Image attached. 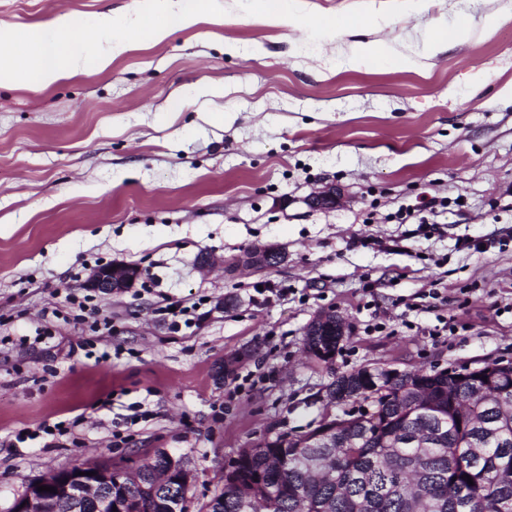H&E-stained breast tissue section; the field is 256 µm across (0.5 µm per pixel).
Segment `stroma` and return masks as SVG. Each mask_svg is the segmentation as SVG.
<instances>
[{"label":"stroma","mask_w":512,"mask_h":512,"mask_svg":"<svg viewBox=\"0 0 512 512\" xmlns=\"http://www.w3.org/2000/svg\"><path fill=\"white\" fill-rule=\"evenodd\" d=\"M143 8L0 0V28L68 13L93 43L100 15ZM509 9L296 0L294 19L271 23L248 0H205L194 25L139 40L108 69L90 60L47 87L1 80L0 512L31 480L85 462L131 471L159 450L190 472L186 512H199L240 449L356 410L327 405L335 375L512 363ZM461 10L470 41L423 55L428 25ZM336 15L388 24L332 39L305 28ZM376 40L403 65L353 57ZM423 192L450 200L428 237L391 218ZM266 244L283 263L236 265ZM112 264L139 268V283L88 288ZM170 297L205 321L173 331ZM327 312L350 327L329 368L304 349ZM443 319L453 332L428 336ZM43 325L52 339L13 344ZM65 419L66 433L13 447L18 430Z\"/></svg>","instance_id":"1"}]
</instances>
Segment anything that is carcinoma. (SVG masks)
Masks as SVG:
<instances>
[{"instance_id":"cac0c4a2","label":"carcinoma","mask_w":512,"mask_h":512,"mask_svg":"<svg viewBox=\"0 0 512 512\" xmlns=\"http://www.w3.org/2000/svg\"><path fill=\"white\" fill-rule=\"evenodd\" d=\"M342 333L316 335L305 349L338 350ZM336 402L358 400L342 448H303L280 435L243 448L224 473V488L206 512H512V415L482 405L475 384L450 372H411L368 387L364 368L329 384ZM483 473L467 485L461 462Z\"/></svg>"}]
</instances>
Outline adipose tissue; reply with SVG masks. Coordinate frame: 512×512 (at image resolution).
Masks as SVG:
<instances>
[{
    "mask_svg": "<svg viewBox=\"0 0 512 512\" xmlns=\"http://www.w3.org/2000/svg\"><path fill=\"white\" fill-rule=\"evenodd\" d=\"M197 15L194 0H146L134 20L101 16L97 25L108 37L93 45L79 38L75 19L67 13L28 30H0V79L46 87L77 75L90 58L104 69L131 43L163 39L172 28L192 24Z\"/></svg>",
    "mask_w": 512,
    "mask_h": 512,
    "instance_id": "1",
    "label": "adipose tissue"
}]
</instances>
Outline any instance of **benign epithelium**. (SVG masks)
<instances>
[{"label":"benign epithelium","mask_w":512,"mask_h":512,"mask_svg":"<svg viewBox=\"0 0 512 512\" xmlns=\"http://www.w3.org/2000/svg\"><path fill=\"white\" fill-rule=\"evenodd\" d=\"M285 255L273 246L255 247L238 262L252 268L275 266ZM138 275V270L127 266H108L93 272L89 286L109 295L127 288ZM348 426V421L325 420L306 441L310 447L331 446L337 433ZM153 469H141L125 474L112 469L107 463H88L55 472L27 484L18 494L9 512H133V499L129 493V480L140 488L152 483V495L157 512H177V488L188 490L187 470L168 452H158L151 459ZM96 475H91V472ZM49 486L55 492H40L38 487Z\"/></svg>","instance_id":"1"}]
</instances>
